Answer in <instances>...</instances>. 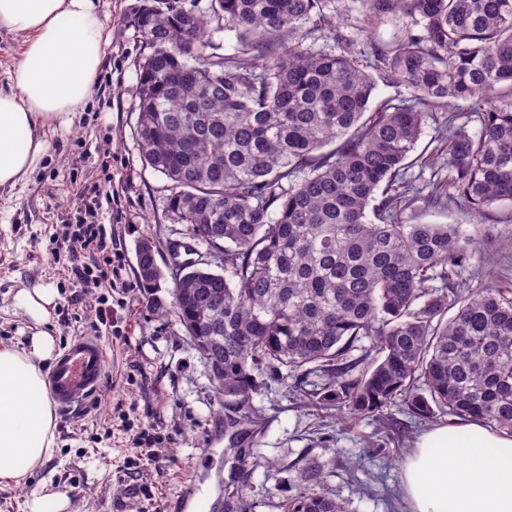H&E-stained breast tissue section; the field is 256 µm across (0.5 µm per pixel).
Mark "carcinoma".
Instances as JSON below:
<instances>
[{
  "instance_id": "carcinoma-1",
  "label": "carcinoma",
  "mask_w": 512,
  "mask_h": 512,
  "mask_svg": "<svg viewBox=\"0 0 512 512\" xmlns=\"http://www.w3.org/2000/svg\"><path fill=\"white\" fill-rule=\"evenodd\" d=\"M214 20L236 32L234 54L206 38ZM388 22L401 24L392 44L358 41ZM135 25L151 49L141 161L169 181V219L216 240L224 268L176 281L170 309L138 282L223 365L235 512L254 508L245 442L267 372L327 376L310 397L352 415L398 401L420 420L446 409L512 436V280L470 287L477 230L400 220L417 199L406 170L435 160L448 182L429 184L428 203L482 217L512 202V0H215L208 16L144 0ZM381 82L410 99L373 103ZM460 102L478 132L457 125ZM428 108L448 109L440 146L413 158ZM321 469L303 465L282 512H347L306 489Z\"/></svg>"
}]
</instances>
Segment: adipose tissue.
Masks as SVG:
<instances>
[{
	"mask_svg": "<svg viewBox=\"0 0 512 512\" xmlns=\"http://www.w3.org/2000/svg\"><path fill=\"white\" fill-rule=\"evenodd\" d=\"M21 52L0 87V190L31 175L48 150L44 128L66 126L89 99L103 63L94 0H0V33ZM54 288H19L31 323L25 341L0 347V486L49 461L57 417L43 370L56 358ZM411 512H512V437L481 423L424 431L401 468Z\"/></svg>",
	"mask_w": 512,
	"mask_h": 512,
	"instance_id": "ef3b65f1",
	"label": "adipose tissue"
}]
</instances>
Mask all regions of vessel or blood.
Masks as SVG:
<instances>
[{"instance_id": "1", "label": "vessel or blood", "mask_w": 512, "mask_h": 512, "mask_svg": "<svg viewBox=\"0 0 512 512\" xmlns=\"http://www.w3.org/2000/svg\"><path fill=\"white\" fill-rule=\"evenodd\" d=\"M106 362L97 338L76 337L56 363L49 385L54 400L68 408L94 394Z\"/></svg>"}]
</instances>
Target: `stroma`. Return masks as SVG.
Segmentation results:
<instances>
[{
    "label": "stroma",
    "mask_w": 512,
    "mask_h": 512,
    "mask_svg": "<svg viewBox=\"0 0 512 512\" xmlns=\"http://www.w3.org/2000/svg\"><path fill=\"white\" fill-rule=\"evenodd\" d=\"M143 0H98L105 63L87 104L70 125L50 124L48 151L36 172L0 193V346L24 340L28 322L13 296L23 286L49 285L57 298L52 325L58 351L79 336L106 350V367L90 404L57 408L54 457L27 483L0 489V512H27L43 484L64 493L71 512H175L187 496L193 466L213 454L199 488L202 498L223 495L224 408L206 367L174 316L147 307L135 271V250L146 236L179 238L184 227L165 212L166 177L143 166L136 135L138 68L150 48L134 21ZM95 204L94 221L110 259L108 282L69 276L71 225ZM512 203L491 209L479 237V267L512 277ZM109 310L110 323L98 320ZM322 374L263 376L253 404L260 424L249 464L247 494L254 512H280L282 494L268 466L311 459L322 465L315 489L343 500L348 512H409L400 486L404 458L445 413L420 421L390 405L352 417L312 402ZM152 458L141 456L142 449ZM375 448L384 449L372 457Z\"/></svg>",
    "instance_id": "stroma-1"
}]
</instances>
